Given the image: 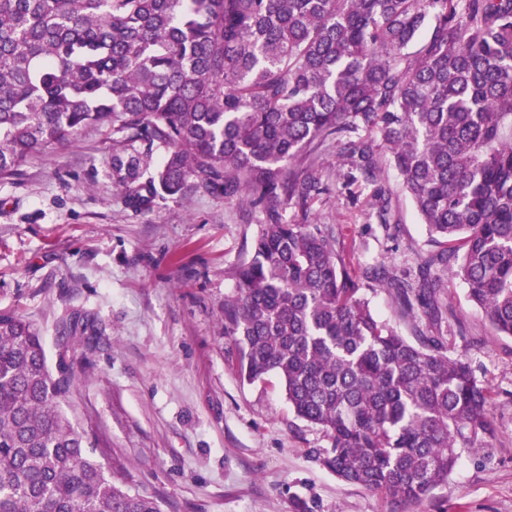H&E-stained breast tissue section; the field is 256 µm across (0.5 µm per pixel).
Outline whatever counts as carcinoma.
<instances>
[{"instance_id": "cac0c4a2", "label": "carcinoma", "mask_w": 512, "mask_h": 512, "mask_svg": "<svg viewBox=\"0 0 512 512\" xmlns=\"http://www.w3.org/2000/svg\"><path fill=\"white\" fill-rule=\"evenodd\" d=\"M89 125L123 134L112 173L134 206L202 189L261 212L224 335L243 379L276 375L322 430L340 481L404 512L494 435L467 356L403 336L360 282L435 323L448 273L512 337V0H0V177ZM327 140L382 224L383 165L399 176L442 245L414 274L353 272L330 233L284 220L321 192ZM75 382L0 311V512H162L86 448L62 409Z\"/></svg>"}]
</instances>
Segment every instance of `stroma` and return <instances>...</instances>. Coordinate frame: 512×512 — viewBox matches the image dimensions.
<instances>
[{"label": "stroma", "instance_id": "obj_1", "mask_svg": "<svg viewBox=\"0 0 512 512\" xmlns=\"http://www.w3.org/2000/svg\"><path fill=\"white\" fill-rule=\"evenodd\" d=\"M120 139L88 127L0 178V311L34 325L49 368L69 343L77 382L64 409L94 457L163 512H390L321 464L326 438L296 417L276 375L239 374L224 303L258 213L203 190L130 206L112 173ZM314 159L323 191L287 222L331 229L352 269L382 261L402 274L436 251L394 171L382 180L392 193L383 224L370 194L343 188L333 143ZM438 303L431 332L490 390L496 435L410 512H512V337L494 334L458 279L445 278ZM72 317L67 341L60 325Z\"/></svg>", "mask_w": 512, "mask_h": 512}]
</instances>
